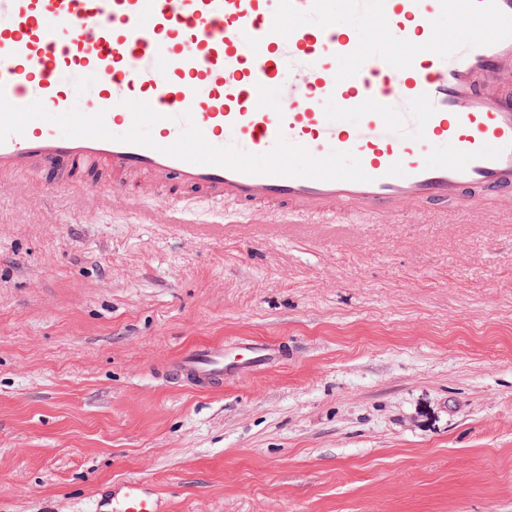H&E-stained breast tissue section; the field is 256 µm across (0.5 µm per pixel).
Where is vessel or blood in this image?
Listing matches in <instances>:
<instances>
[{
  "label": "vessel or blood",
  "mask_w": 512,
  "mask_h": 512,
  "mask_svg": "<svg viewBox=\"0 0 512 512\" xmlns=\"http://www.w3.org/2000/svg\"><path fill=\"white\" fill-rule=\"evenodd\" d=\"M330 3L0 0V184L106 169L140 224L201 205L217 224L512 223V0H342L352 29ZM377 21L406 56L364 45ZM243 350L192 348L175 373L219 384L278 357ZM93 512L166 509L128 477Z\"/></svg>",
  "instance_id": "vessel-or-blood-1"
}]
</instances>
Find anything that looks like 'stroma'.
Wrapping results in <instances>:
<instances>
[{
  "mask_svg": "<svg viewBox=\"0 0 512 512\" xmlns=\"http://www.w3.org/2000/svg\"><path fill=\"white\" fill-rule=\"evenodd\" d=\"M0 192V512H512V223L138 224ZM284 343L222 385L203 343ZM93 512H166V508L150 482L128 477L101 493Z\"/></svg>",
  "mask_w": 512,
  "mask_h": 512,
  "instance_id": "1",
  "label": "stroma"
}]
</instances>
